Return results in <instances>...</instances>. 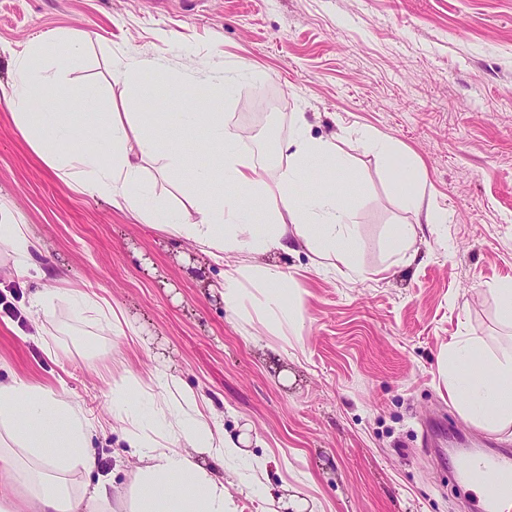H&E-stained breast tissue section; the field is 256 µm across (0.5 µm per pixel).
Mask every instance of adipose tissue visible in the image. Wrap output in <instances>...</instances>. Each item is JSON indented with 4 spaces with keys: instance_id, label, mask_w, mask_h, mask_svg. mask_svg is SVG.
Returning <instances> with one entry per match:
<instances>
[{
    "instance_id": "adipose-tissue-1",
    "label": "adipose tissue",
    "mask_w": 512,
    "mask_h": 512,
    "mask_svg": "<svg viewBox=\"0 0 512 512\" xmlns=\"http://www.w3.org/2000/svg\"><path fill=\"white\" fill-rule=\"evenodd\" d=\"M83 49L77 38L65 39L57 52L40 41L17 57L8 103L52 170L193 244L214 262L235 260L218 285L225 306L235 313L254 307L271 330L296 327L299 294L288 288L289 278L279 266L254 264L252 256L286 252L299 243L329 266L355 273L357 241L335 192L293 191L307 175L331 179L340 166L336 142L309 138L305 117L297 118L288 170L265 224L256 227L257 171L218 110L226 82L187 90L169 82L161 66L146 70L138 61L116 62L114 74L136 83L142 96H151L160 85L168 88L166 111L143 112L131 122L120 113L92 109L94 88L70 81ZM73 101L87 106L82 121H74L66 109ZM162 125L203 129L201 148L215 158L195 170L196 182L208 192L196 197L193 210L152 202L146 163L159 156L166 169L179 170L188 160L181 141L157 137ZM63 142L69 145L64 152L59 149ZM0 246L16 256L5 278L27 276L33 269L31 229L1 205ZM443 375L449 396L477 424H512L511 349L485 356L470 339L457 337L444 357ZM112 423L141 462L126 496L128 512H233L229 490L211 465L241 460L243 440L225 432L203 396L171 392L168 379L158 373L138 381L133 390L116 380ZM95 429L85 410L54 388L16 374L0 381V512H112L111 480L85 479L97 465Z\"/></svg>"
}]
</instances>
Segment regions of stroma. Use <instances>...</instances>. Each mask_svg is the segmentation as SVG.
<instances>
[{
  "label": "stroma",
  "mask_w": 512,
  "mask_h": 512,
  "mask_svg": "<svg viewBox=\"0 0 512 512\" xmlns=\"http://www.w3.org/2000/svg\"><path fill=\"white\" fill-rule=\"evenodd\" d=\"M76 35L74 84L137 119L143 102L114 78L115 57L163 66L185 88L230 77L220 110L240 150L276 188L298 113L308 136L336 140L335 188L349 207L359 275L318 268L306 248L269 255L300 290L302 324L283 340L226 309L224 265L97 195L75 190L33 150L3 98L16 63L0 54V203L40 243L35 262L122 309L128 335L95 306L56 298L43 344L21 306L40 283H0V379L61 385L88 416L112 417L102 367L161 371L211 398L226 432L264 465L275 495L323 512H474L466 454L512 448V426L465 418L440 359L456 337L512 347L491 289L512 281V0H0V45ZM416 157L383 162L367 135ZM155 199L188 206L191 168L147 166ZM410 185L443 212L407 253H392ZM68 357L54 362L47 349ZM100 470L127 490L139 464L119 434L95 438Z\"/></svg>",
  "instance_id": "1"
}]
</instances>
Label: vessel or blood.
Returning <instances> with one entry per match:
<instances>
[{
  "mask_svg": "<svg viewBox=\"0 0 512 512\" xmlns=\"http://www.w3.org/2000/svg\"><path fill=\"white\" fill-rule=\"evenodd\" d=\"M462 475L467 482L485 487L476 512H500V502L512 495V452L504 451L464 462Z\"/></svg>",
  "mask_w": 512,
  "mask_h": 512,
  "instance_id": "obj_1",
  "label": "vessel or blood"
}]
</instances>
